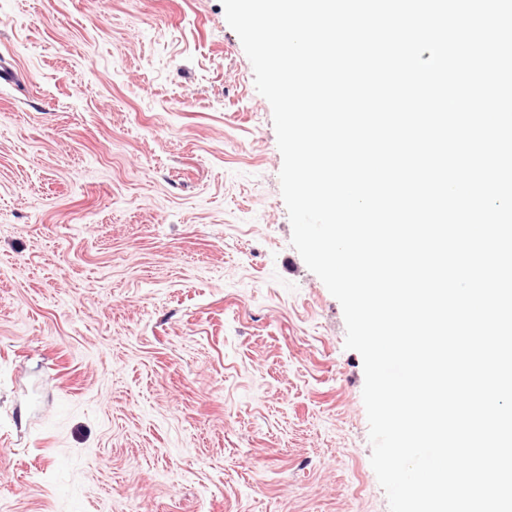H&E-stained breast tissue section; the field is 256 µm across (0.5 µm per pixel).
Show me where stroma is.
Masks as SVG:
<instances>
[{
  "label": "stroma",
  "instance_id": "1",
  "mask_svg": "<svg viewBox=\"0 0 512 512\" xmlns=\"http://www.w3.org/2000/svg\"><path fill=\"white\" fill-rule=\"evenodd\" d=\"M0 504L389 512L221 0H0Z\"/></svg>",
  "mask_w": 512,
  "mask_h": 512
}]
</instances>
